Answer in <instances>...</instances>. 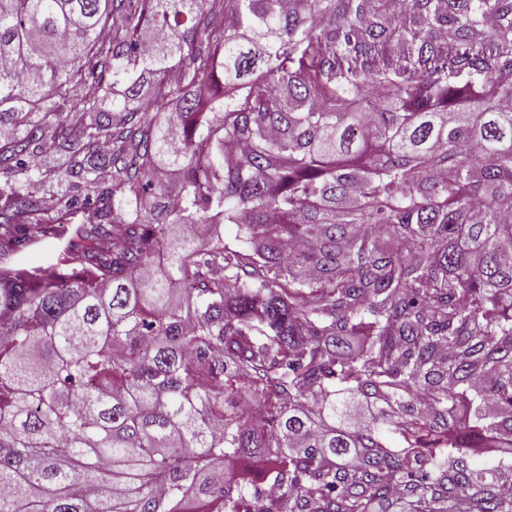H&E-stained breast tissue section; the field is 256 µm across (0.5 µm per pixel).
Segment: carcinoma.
Listing matches in <instances>:
<instances>
[{
    "label": "carcinoma",
    "mask_w": 512,
    "mask_h": 512,
    "mask_svg": "<svg viewBox=\"0 0 512 512\" xmlns=\"http://www.w3.org/2000/svg\"><path fill=\"white\" fill-rule=\"evenodd\" d=\"M508 98L512 0H0V512H512ZM58 248L59 242L57 240L42 239L31 248L14 255L10 262L19 267L47 265L52 262ZM457 448H439L442 452H447L453 456H464L469 459L471 463H485L489 465H497L498 463L505 465H512V458L503 457L499 451L490 452L491 445L484 441L479 443L472 438L461 434L460 441L456 445ZM478 447V448H476Z\"/></svg>",
    "instance_id": "carcinoma-1"
}]
</instances>
